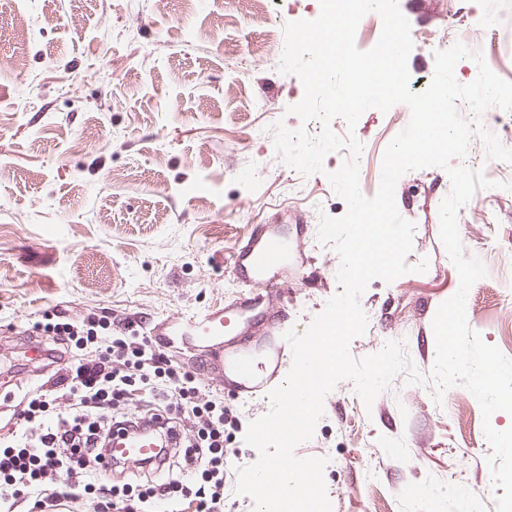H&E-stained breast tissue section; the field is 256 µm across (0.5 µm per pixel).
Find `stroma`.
<instances>
[{
  "label": "stroma",
  "mask_w": 512,
  "mask_h": 512,
  "mask_svg": "<svg viewBox=\"0 0 512 512\" xmlns=\"http://www.w3.org/2000/svg\"><path fill=\"white\" fill-rule=\"evenodd\" d=\"M411 27V88L422 92L434 53L476 32V48L512 82V0H398ZM227 0H0V439L20 429L19 388L34 390L69 367L31 363L27 344L52 347L34 330L44 315L81 320L108 315L150 332L160 320L234 301L241 287L224 260L252 225L288 230L287 303H264L257 329L304 331L340 291V258L320 244L321 216L342 217L346 202L327 175L344 153L329 154L310 176L283 163L276 121L318 135V121L287 111L304 95L297 76L281 73L283 42L264 26L233 17ZM406 104L366 110L355 129L332 128L361 143L359 184L374 196L382 159L400 132ZM451 188L438 167L410 171L395 189L400 214L415 225L407 261L423 273L376 279L360 298L366 332L350 352L361 358L387 339L403 344L424 376H395L365 408L351 381L325 399V413L299 457H325L333 512H428L427 492L468 486L482 512H496L489 486L491 447L484 422L512 426V415L484 419L463 386L434 401L432 321L459 288L439 237V206ZM463 252L512 251V191L478 190L457 216ZM512 270L488 267L470 289L467 322L512 358ZM174 365L194 372L204 396L223 397L224 512H254L236 491V470L254 462L244 441L250 422L269 412L268 393L249 398L220 384L203 358L167 348Z\"/></svg>",
  "instance_id": "35a3bbf8"
}]
</instances>
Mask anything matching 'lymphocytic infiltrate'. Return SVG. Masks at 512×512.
<instances>
[{"mask_svg":"<svg viewBox=\"0 0 512 512\" xmlns=\"http://www.w3.org/2000/svg\"><path fill=\"white\" fill-rule=\"evenodd\" d=\"M45 331L77 351L51 389L26 392L21 418L38 423L0 446V512H155L162 505L224 512V404L203 398L195 377L178 371L132 324L105 316L48 323ZM73 399L67 412L52 407V391ZM173 427L191 421L192 438H178L180 459L152 467L144 484L107 481L105 461L113 426L137 427L157 412Z\"/></svg>","mask_w":512,"mask_h":512,"instance_id":"f902f5d3","label":"lymphocytic infiltrate"}]
</instances>
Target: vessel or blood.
<instances>
[{"label":"vessel or blood","mask_w":512,"mask_h":512,"mask_svg":"<svg viewBox=\"0 0 512 512\" xmlns=\"http://www.w3.org/2000/svg\"><path fill=\"white\" fill-rule=\"evenodd\" d=\"M288 262V234L280 226L255 225L252 233L229 262V273L246 295L230 304L218 305L187 317L167 318L158 323L156 333L166 341H179L190 350H203L219 377L230 383L239 394L251 397L262 392L277 378L288 356L281 337L267 335L260 352L248 347H228L225 337L242 335L244 316L257 304L249 295L251 287H282V268ZM174 442L173 435H130L129 431H113L108 444L112 461L135 463L158 462Z\"/></svg>","instance_id":"b4317fda"}]
</instances>
